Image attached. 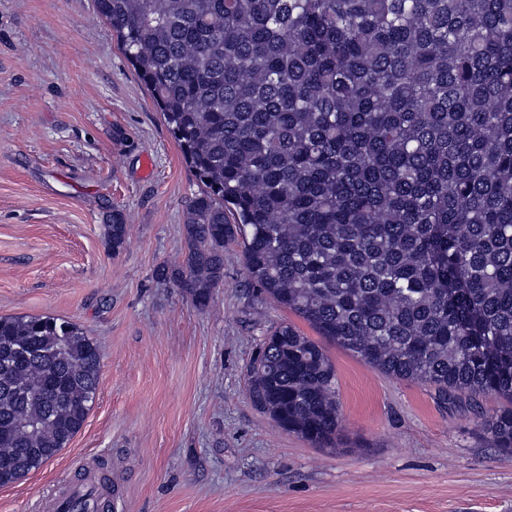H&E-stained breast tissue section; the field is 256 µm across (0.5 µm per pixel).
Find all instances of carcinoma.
<instances>
[{
  "instance_id": "obj_1",
  "label": "carcinoma",
  "mask_w": 512,
  "mask_h": 512,
  "mask_svg": "<svg viewBox=\"0 0 512 512\" xmlns=\"http://www.w3.org/2000/svg\"><path fill=\"white\" fill-rule=\"evenodd\" d=\"M203 186L168 276L200 307L242 239L280 324L249 376L282 428L335 445L325 344L481 418L512 452V0H94ZM232 213L235 223L227 220ZM112 252L127 224L112 210ZM97 345L74 323L0 317V486L82 429ZM94 490L67 512H100Z\"/></svg>"
}]
</instances>
